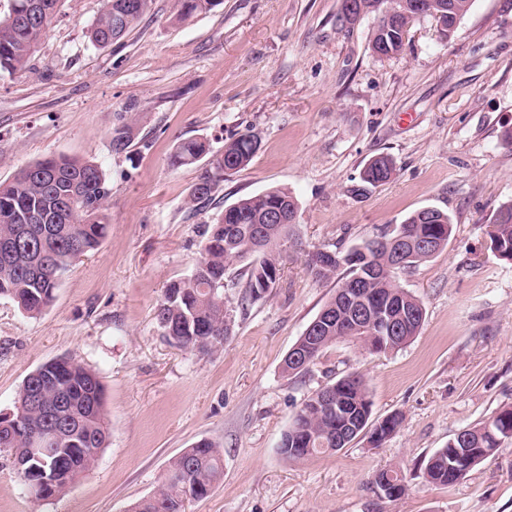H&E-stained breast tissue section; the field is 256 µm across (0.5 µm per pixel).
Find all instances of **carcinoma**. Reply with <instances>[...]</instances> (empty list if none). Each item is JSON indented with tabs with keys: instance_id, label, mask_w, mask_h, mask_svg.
I'll return each mask as SVG.
<instances>
[{
	"instance_id": "cac0c4a2",
	"label": "carcinoma",
	"mask_w": 512,
	"mask_h": 512,
	"mask_svg": "<svg viewBox=\"0 0 512 512\" xmlns=\"http://www.w3.org/2000/svg\"><path fill=\"white\" fill-rule=\"evenodd\" d=\"M59 0H11L14 20L0 21V74L26 69L41 37L56 13ZM178 16L190 17L210 11L221 0H176ZM37 3L38 18L29 17L27 5ZM473 0H453L454 15L448 21V34L472 7ZM151 0H105L104 9L88 30L90 42L106 48L124 34L147 12ZM403 47L402 28L378 26L370 41L373 52H397ZM135 139L134 127L121 122L112 127L110 145L115 154H130ZM259 149L256 135L247 131L224 142L220 157L212 160L190 191V201L202 202L215 192L229 172L246 167ZM210 154L203 139L178 142L172 155L176 166H191ZM392 161L378 157L368 163L354 189L361 195L368 187L390 180ZM110 194L107 176L92 161L66 156H50L21 169L11 180L0 182V297L14 301L19 309L37 316L52 302L54 292L72 263L96 250L106 236L108 224L104 203ZM298 204L285 188H270L239 199L224 208L216 222L207 225L205 244L192 274L166 289L155 309L162 331L178 336L182 349L208 350L215 346L212 336L231 333L232 316L224 306V275L233 263L248 262L247 288L254 299L275 287L280 275L283 242L289 240L290 225L267 220L274 209L284 217L294 213ZM497 219L489 231L491 248L505 260H512V203L499 207ZM452 222L447 212L435 223L423 224L409 216L390 232L369 238L342 253L338 261L324 271H311L316 278L331 279L338 270L335 295L316 319L321 330L314 339L300 336L297 353L303 362L287 361L284 372L302 375L329 346L352 339L374 353L395 351L406 345L419 331L425 319L422 303L399 287L390 269L400 249L409 260L407 266L425 261L448 245ZM368 275L369 281L348 299L343 290ZM367 302L379 310L398 314L409 312L413 321L393 337L362 332L349 337L337 330L334 318L353 312ZM324 390L336 396L338 410L318 404V392L302 403L284 433L280 452L289 459L334 452L342 430L355 426L366 429L371 417V400L362 375L346 374L326 385ZM71 424L55 449L40 457L29 456L30 439L55 423ZM401 418L392 415L374 425L372 442L383 444L399 427ZM512 437V406H504L486 422L456 433L448 446L437 449L426 461L428 482L452 485L479 462L492 455L502 440ZM108 429L104 419V390L84 364L60 357L38 366L17 392L14 410L0 415V449L13 460L25 461L24 485L30 488L43 478L50 480L47 497L67 491L96 462L106 447ZM224 475L223 452L214 442L202 439L184 449L169 464L164 484L150 497L133 503L128 512H185L186 499L206 497ZM406 484L402 471L388 468L377 471L370 484L375 493L396 499V484Z\"/></svg>"
}]
</instances>
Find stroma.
<instances>
[{
    "instance_id": "1",
    "label": "stroma",
    "mask_w": 512,
    "mask_h": 512,
    "mask_svg": "<svg viewBox=\"0 0 512 512\" xmlns=\"http://www.w3.org/2000/svg\"><path fill=\"white\" fill-rule=\"evenodd\" d=\"M104 0H60L29 67L0 74V181L51 155L97 162L110 196L99 248L76 259L36 317L0 298V414L23 380L67 356L105 389L109 441L63 494L35 500L0 453V512H128L154 493L170 461L208 439L224 451V479L186 512H512V439L450 486L420 465L459 429L512 405V262L487 234L512 202V0H474L454 36L415 21L403 49L370 52L375 16L339 28L341 0H223L182 19L175 0H152L121 40L100 49L88 30ZM137 119L132 155L110 148L122 113ZM254 132L248 166L210 201L190 203L202 165L176 167L178 141L213 153ZM395 163L391 181L352 191L369 160ZM272 187L298 201L280 278L247 297L248 271L224 280L233 328L218 347L180 349L154 309L187 278L207 224L239 199ZM448 213L447 247L394 273L425 320L404 348L376 354L349 341L328 347L304 375L285 355L336 292L316 279L308 252L347 251L413 212ZM363 375L371 423L402 422L381 446L291 460L280 444L303 401L336 377ZM404 471L395 501L369 484Z\"/></svg>"
}]
</instances>
